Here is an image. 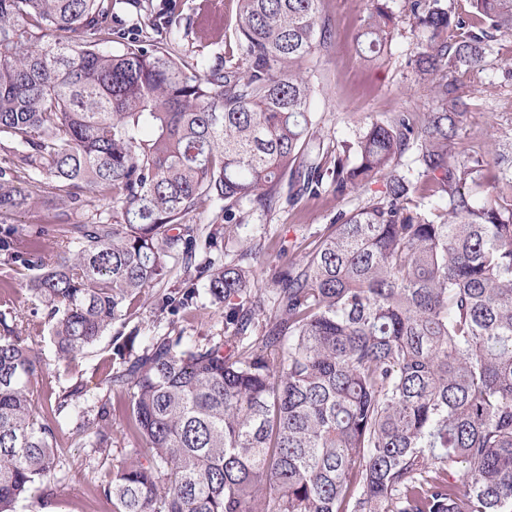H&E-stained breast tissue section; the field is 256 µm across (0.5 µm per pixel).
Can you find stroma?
Segmentation results:
<instances>
[{"mask_svg": "<svg viewBox=\"0 0 512 512\" xmlns=\"http://www.w3.org/2000/svg\"><path fill=\"white\" fill-rule=\"evenodd\" d=\"M203 5L204 0H179L181 20L175 42L181 62L189 67L203 60L212 65L241 62L235 33L236 0H224V33L208 40L200 37L195 26ZM370 7V0H322L334 39L331 46L316 49L303 65L304 75L315 89L311 109L318 136L331 160L371 121L384 120L394 112H425L432 107L426 85L411 66L421 37L411 27L408 0H388L395 21L388 52L373 62L358 56L354 36ZM510 58L512 36L497 38L491 52L472 72L476 90L470 99L468 121L458 138L460 149L512 143V73L503 65ZM383 183V177L378 176L363 188L340 197L326 193L318 197L305 195L292 202L284 198L269 210L245 199L235 207L238 221L234 224L225 223L222 203L207 200L184 214L181 221L204 234L216 232L218 246L212 255L224 265L237 262L249 244L262 246L272 257L283 252L301 255L331 230L339 211L365 206L379 196ZM107 207L106 201L92 193L85 194L84 204L78 208L59 199L40 197L11 215L8 222L23 237L38 225L53 223L55 215H63L68 224H85ZM25 282V272L0 263V305L8 304L21 320L32 318L38 308ZM195 287V305L173 315L160 314L157 309L160 288L147 289L125 322L115 324V331L125 336L137 334L143 341L175 329L192 345L225 339L228 331L223 308L212 304L205 279L196 280ZM29 344L42 365L37 385L39 405L49 406L63 388L82 384L81 407L89 408L101 401L112 407V445L83 446L81 436L74 431L75 419L62 421L56 430L58 462L53 476L20 500L16 512H112L99 491L111 481L122 459L142 450L128 431L124 395L104 384L120 367L112 356V337L102 336L69 362L58 359L48 334L30 337ZM46 492L51 495L47 501L42 498Z\"/></svg>", "mask_w": 512, "mask_h": 512, "instance_id": "stroma-1", "label": "stroma"}]
</instances>
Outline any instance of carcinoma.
Instances as JSON below:
<instances>
[{
	"label": "carcinoma",
	"instance_id": "obj_1",
	"mask_svg": "<svg viewBox=\"0 0 512 512\" xmlns=\"http://www.w3.org/2000/svg\"><path fill=\"white\" fill-rule=\"evenodd\" d=\"M161 2L0 0V217L30 204L16 182L42 169L48 196L112 204L110 218L43 226L25 245L0 227V256L28 271L59 360L168 282L173 254L233 326L203 347L149 336L140 354L136 337H113L122 368L109 386L151 459H127L104 499L113 512H512V150L457 148L460 76L512 34V0H469L464 16L410 0L433 107L368 124L331 166L301 74L333 37L321 0H237L245 66L193 68L176 60L175 5ZM125 5L159 37L125 36ZM199 25L223 29L219 0ZM392 30L373 0L359 56L382 55ZM412 149L416 182L400 171ZM381 174L382 195L276 267L268 297L252 293L259 247L219 265L178 226L205 200L224 202L231 223L238 201L270 208L285 181L292 197L340 196ZM414 194L431 207H410ZM55 233L65 245L52 258L39 239ZM195 299L179 288L157 307ZM35 330L0 310V512L53 474L58 417L83 393L38 407ZM81 418L79 434L112 447L108 403Z\"/></svg>",
	"mask_w": 512,
	"mask_h": 512
}]
</instances>
